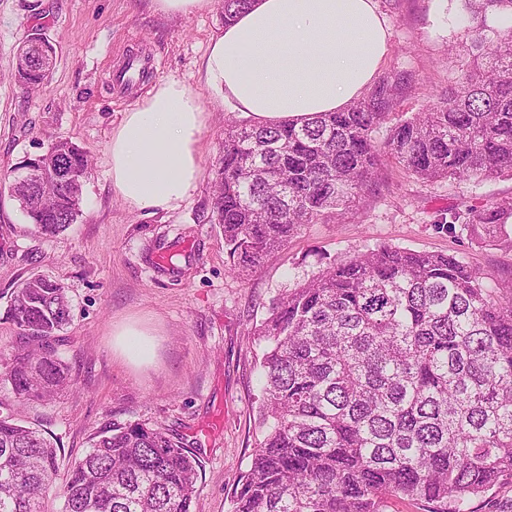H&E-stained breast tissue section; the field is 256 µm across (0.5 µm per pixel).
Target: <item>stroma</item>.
Segmentation results:
<instances>
[{
	"label": "stroma",
	"mask_w": 512,
	"mask_h": 512,
	"mask_svg": "<svg viewBox=\"0 0 512 512\" xmlns=\"http://www.w3.org/2000/svg\"><path fill=\"white\" fill-rule=\"evenodd\" d=\"M376 6L388 28L378 74L402 77L399 105L374 133L382 143L400 119L447 96L471 35L463 0ZM34 25L57 56L48 80L29 92L16 80V57ZM223 28L221 0L187 15L159 12L152 0H0V176L59 140L85 149L92 163L83 216L57 236L31 233L18 203L0 195V372L20 345L6 310L23 279L42 273L60 281L75 313L58 344L71 387L38 405L17 401L0 384V414L40 425L69 461L101 429L165 424L194 442L201 460L194 512H230L233 485L261 437L262 348L249 334L278 294L330 261L381 243L459 254L483 277L512 273V251L481 244L466 228L469 210L512 205V177L423 182L388 158L349 208L304 225L260 269L231 272L211 218L212 178L223 155L224 121L242 114L221 104L199 74ZM131 54L148 63V83L180 80L208 114L201 177L174 211L130 209L112 190V133L142 89L117 86L107 73ZM452 211L461 214L460 228L438 230ZM129 320L153 331L152 365L136 368L114 353L112 330Z\"/></svg>",
	"instance_id": "1"
}]
</instances>
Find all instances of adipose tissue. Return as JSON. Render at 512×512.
Listing matches in <instances>:
<instances>
[{
    "mask_svg": "<svg viewBox=\"0 0 512 512\" xmlns=\"http://www.w3.org/2000/svg\"><path fill=\"white\" fill-rule=\"evenodd\" d=\"M387 52L375 0H254L210 44L207 85L261 124L339 112ZM208 114L179 80L156 84L112 133L113 190L135 210H175L201 176Z\"/></svg>",
    "mask_w": 512,
    "mask_h": 512,
    "instance_id": "adipose-tissue-1",
    "label": "adipose tissue"
}]
</instances>
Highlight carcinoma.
Instances as JSON below:
<instances>
[{"mask_svg": "<svg viewBox=\"0 0 512 512\" xmlns=\"http://www.w3.org/2000/svg\"><path fill=\"white\" fill-rule=\"evenodd\" d=\"M253 0H222L224 23ZM473 33L448 97L397 123L387 153L416 178L512 176V0H463ZM42 39L19 49L16 77H49ZM401 78H382L341 112L270 125L224 122L212 218L229 269L260 268L305 224L346 206L375 176L373 133L395 110ZM48 181L9 183L34 232L52 237L82 217L88 152L58 140L41 154ZM504 209L467 225L512 249ZM7 316L24 345L0 374L25 403H50L70 380L56 342L74 317L67 289L32 274ZM253 335L265 342L262 439L231 495V512H471L493 487L512 488V278L483 280L456 254L379 245L329 263L272 300ZM162 424L94 434L60 467L41 430L0 415V512H192L199 459Z\"/></svg>", "mask_w": 512, "mask_h": 512, "instance_id": "cac0c4a2", "label": "carcinoma"}]
</instances>
